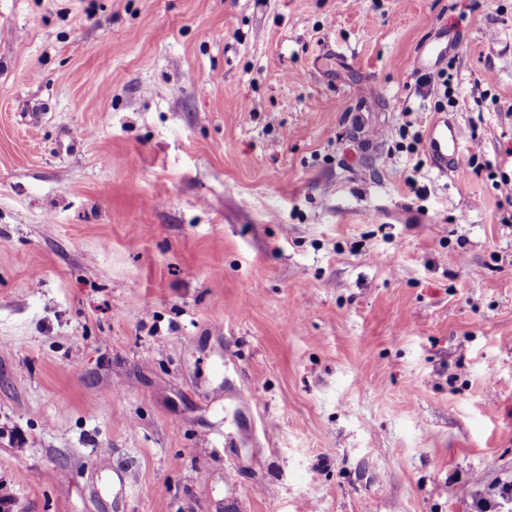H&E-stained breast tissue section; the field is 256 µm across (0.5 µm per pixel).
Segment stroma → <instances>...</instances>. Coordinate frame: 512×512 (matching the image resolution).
Returning <instances> with one entry per match:
<instances>
[{"mask_svg":"<svg viewBox=\"0 0 512 512\" xmlns=\"http://www.w3.org/2000/svg\"><path fill=\"white\" fill-rule=\"evenodd\" d=\"M504 174L512 0H0V512H512ZM462 143V132L459 126L448 119L433 120L427 130L425 150L433 164L439 169L448 171L458 156Z\"/></svg>","mask_w":512,"mask_h":512,"instance_id":"1","label":"stroma"}]
</instances>
